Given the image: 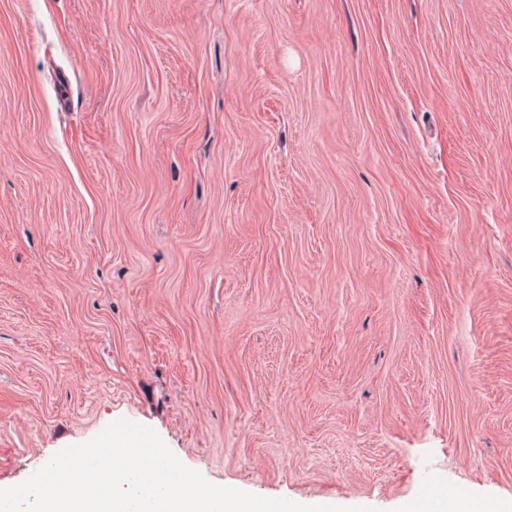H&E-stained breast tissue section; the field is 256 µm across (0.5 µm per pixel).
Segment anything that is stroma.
I'll list each match as a JSON object with an SVG mask.
<instances>
[{"label":"stroma","instance_id":"1","mask_svg":"<svg viewBox=\"0 0 512 512\" xmlns=\"http://www.w3.org/2000/svg\"><path fill=\"white\" fill-rule=\"evenodd\" d=\"M118 420L512 500V0H0V488Z\"/></svg>","mask_w":512,"mask_h":512}]
</instances>
